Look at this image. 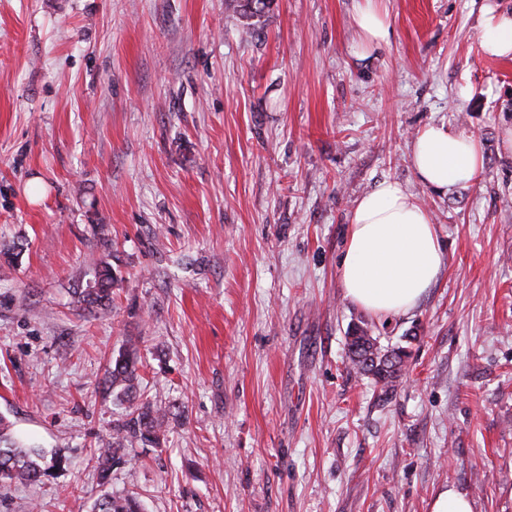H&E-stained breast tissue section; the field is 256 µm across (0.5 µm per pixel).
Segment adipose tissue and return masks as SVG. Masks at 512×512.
Returning <instances> with one entry per match:
<instances>
[{"mask_svg": "<svg viewBox=\"0 0 512 512\" xmlns=\"http://www.w3.org/2000/svg\"><path fill=\"white\" fill-rule=\"evenodd\" d=\"M480 37L487 53L512 59V16L488 14ZM412 163L419 180L439 191L475 182L484 168L476 137L445 125L418 134ZM442 265L431 215L399 183L383 181L358 200L339 265L352 304L374 316L407 314L436 283Z\"/></svg>", "mask_w": 512, "mask_h": 512, "instance_id": "1", "label": "adipose tissue"}]
</instances>
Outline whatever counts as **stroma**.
<instances>
[{"instance_id":"35a3bbf8","label":"stroma","mask_w":512,"mask_h":512,"mask_svg":"<svg viewBox=\"0 0 512 512\" xmlns=\"http://www.w3.org/2000/svg\"><path fill=\"white\" fill-rule=\"evenodd\" d=\"M357 6L274 0L251 27L232 0H0V415L67 460L0 512L127 491L143 512H430L449 488L512 512V59L479 33L512 0H379L390 36L365 56ZM441 124L485 158L447 192L411 156ZM387 179L431 213L443 269L376 317L338 267ZM362 321L410 350L392 392L348 367ZM129 342L137 401L170 412L103 484ZM86 307L105 309L112 301V271L104 266L98 269L94 285L86 288L80 296ZM138 364L137 350L133 347L119 351L118 356L112 359L107 382L115 400L130 402L135 399L140 380Z\"/></svg>"}]
</instances>
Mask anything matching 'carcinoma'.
Segmentation results:
<instances>
[{"label": "carcinoma", "instance_id": "carcinoma-1", "mask_svg": "<svg viewBox=\"0 0 512 512\" xmlns=\"http://www.w3.org/2000/svg\"><path fill=\"white\" fill-rule=\"evenodd\" d=\"M273 0H240V15L247 19H261L270 10ZM112 301V271L104 266L96 272L94 285L82 293L85 306L104 309ZM402 354L399 368L390 371H374L367 364L369 360L382 359L387 350L378 345L377 338L369 334L365 325H355L348 332V353L350 369L357 374L372 377L380 386L381 392L389 393L394 382L407 366L409 353L401 347ZM140 375L138 374L137 350L128 347L112 359L108 383L112 396L119 402L132 401L136 397ZM166 408L151 401H144L132 407L129 418L115 424L112 442L96 450V468L102 483H107L112 469L129 463V446L135 443L159 445L160 433ZM63 460L59 456L47 457L40 448L28 446L16 440L6 419L0 416V484H35L51 475L61 467ZM92 512H142L137 497L133 494H104L97 498Z\"/></svg>", "mask_w": 512, "mask_h": 512}]
</instances>
